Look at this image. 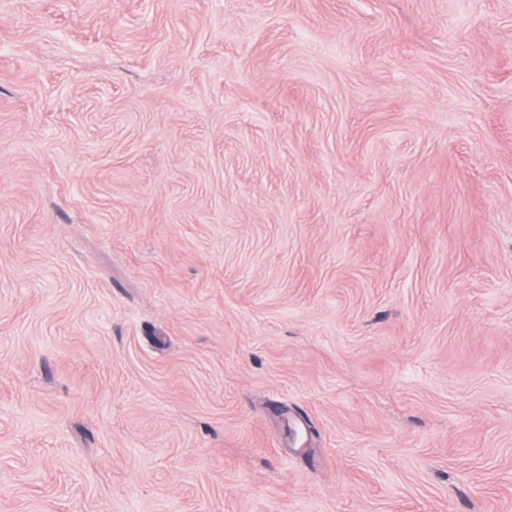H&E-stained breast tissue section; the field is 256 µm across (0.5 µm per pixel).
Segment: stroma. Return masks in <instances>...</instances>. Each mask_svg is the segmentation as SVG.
Returning a JSON list of instances; mask_svg holds the SVG:
<instances>
[{"label":"stroma","instance_id":"1","mask_svg":"<svg viewBox=\"0 0 512 512\" xmlns=\"http://www.w3.org/2000/svg\"><path fill=\"white\" fill-rule=\"evenodd\" d=\"M0 512H512V0H0Z\"/></svg>","mask_w":512,"mask_h":512}]
</instances>
